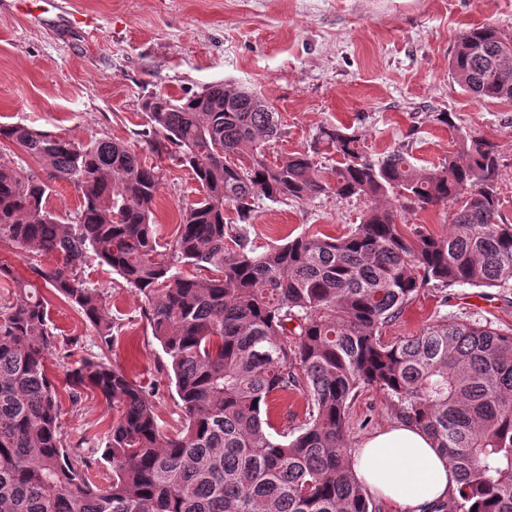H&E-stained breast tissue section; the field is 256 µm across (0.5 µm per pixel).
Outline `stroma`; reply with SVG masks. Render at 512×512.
Masks as SVG:
<instances>
[{
    "label": "stroma",
    "instance_id": "35a3bbf8",
    "mask_svg": "<svg viewBox=\"0 0 512 512\" xmlns=\"http://www.w3.org/2000/svg\"><path fill=\"white\" fill-rule=\"evenodd\" d=\"M56 16L49 0H0V124H23L79 143L109 138L135 145L165 175L154 220L173 240L179 209L200 197L192 171L159 161L139 134L142 100L174 98L231 82L261 94L279 115L271 156L307 148L318 129L339 125L373 153L407 146L417 167L440 164L461 136H483L499 151L501 211L512 220V102L484 101L453 81L448 58L466 28L490 24L512 36V0H65ZM444 112L448 123L434 121ZM363 198L259 200L249 228L256 246L276 247L301 235L342 236L369 207ZM0 263L31 280L48 302L59 340L79 338L73 360L107 356L113 366L156 394L163 430L181 418L170 361L141 318L143 302L111 267L89 259L81 276L102 289L117 339L103 351L95 329L33 273L55 266L0 242ZM492 324L512 331V291L425 286L383 328L384 341L418 335L441 319ZM65 444L104 447L112 411L96 393L71 404L55 359ZM397 418L393 398L366 386L348 409L349 444Z\"/></svg>",
    "mask_w": 512,
    "mask_h": 512
}]
</instances>
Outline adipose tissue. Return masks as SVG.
Listing matches in <instances>:
<instances>
[{
    "label": "adipose tissue",
    "mask_w": 512,
    "mask_h": 512,
    "mask_svg": "<svg viewBox=\"0 0 512 512\" xmlns=\"http://www.w3.org/2000/svg\"><path fill=\"white\" fill-rule=\"evenodd\" d=\"M352 459L368 492L389 502L394 512H433L458 485L430 435L408 422L368 437Z\"/></svg>",
    "instance_id": "1"
}]
</instances>
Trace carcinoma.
Wrapping results in <instances>:
<instances>
[{"label": "carcinoma", "instance_id": "obj_1", "mask_svg": "<svg viewBox=\"0 0 512 512\" xmlns=\"http://www.w3.org/2000/svg\"><path fill=\"white\" fill-rule=\"evenodd\" d=\"M507 43L512 36L491 25L463 31L448 59L452 79L482 100L511 101ZM142 111L149 149L190 168L203 191L171 243L159 244L152 220L159 167L123 141L80 144L21 124L0 125V148H19L43 174L0 164V241L55 256L56 267L33 272L108 348L116 336L106 296L82 280V266L93 255L137 291L171 363L180 426L163 431L155 394L109 361L73 365L44 298L0 264V279L15 283L0 303V512H380L347 442L348 408L366 385L394 397L399 417L448 457L458 487L435 512H512V332L442 319L411 338L381 336L428 284L512 290L496 145L465 135L426 170L401 147L374 156L361 136L327 126L309 149L272 162L278 116L251 90L216 83L179 99L155 94ZM321 144L340 157L327 174ZM59 180L82 195L69 223L46 208ZM327 193L377 204L339 238L300 236L260 253L251 245L256 200ZM429 207L452 210L448 235L400 230L398 211ZM53 351L72 404L89 389L112 408L104 487L91 478L92 457L62 440L46 368ZM295 390L307 416L274 438L262 413Z\"/></svg>", "mask_w": 512, "mask_h": 512}]
</instances>
